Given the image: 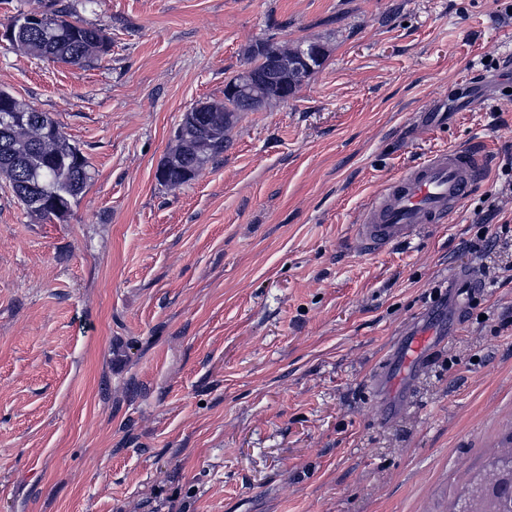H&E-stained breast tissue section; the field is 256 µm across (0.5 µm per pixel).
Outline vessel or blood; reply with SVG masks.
I'll list each match as a JSON object with an SVG mask.
<instances>
[{"instance_id": "1", "label": "vessel or blood", "mask_w": 512, "mask_h": 512, "mask_svg": "<svg viewBox=\"0 0 512 512\" xmlns=\"http://www.w3.org/2000/svg\"><path fill=\"white\" fill-rule=\"evenodd\" d=\"M487 162L478 145L455 147L429 155L386 183L365 206L355 236L364 252L378 253L411 240L425 228L445 223L479 184ZM475 281L453 272L448 276V293L454 298V321L462 319L457 298ZM430 332L415 333L405 348V365L398 372L381 366V386L400 394L409 379L407 366L431 345Z\"/></svg>"}]
</instances>
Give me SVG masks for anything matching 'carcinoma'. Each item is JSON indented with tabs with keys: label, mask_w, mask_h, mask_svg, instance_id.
<instances>
[{
	"label": "carcinoma",
	"mask_w": 512,
	"mask_h": 512,
	"mask_svg": "<svg viewBox=\"0 0 512 512\" xmlns=\"http://www.w3.org/2000/svg\"><path fill=\"white\" fill-rule=\"evenodd\" d=\"M46 8L43 18L28 27L17 25L27 11H17L7 29L8 40L37 59L64 64L92 63L109 52L111 39L103 29L81 19L73 5L48 0ZM249 64L256 73L268 69L265 45H255ZM281 100L282 87L272 85L253 97L226 91L224 99L206 101L201 121L196 112H185L176 131L175 148L164 160L168 167L164 185L188 182L205 163L223 154L224 133L238 113ZM0 105L14 114L11 123L0 124V177L13 190L27 193L24 206L28 211L65 219L91 180L87 158L47 113L30 118L33 108L13 95L1 98Z\"/></svg>",
	"instance_id": "cac0c4a2"
}]
</instances>
